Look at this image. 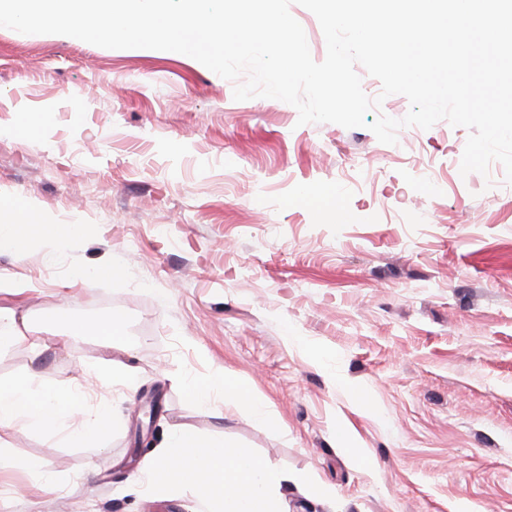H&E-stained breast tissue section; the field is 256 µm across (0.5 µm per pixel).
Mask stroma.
<instances>
[{"label": "stroma", "instance_id": "obj_1", "mask_svg": "<svg viewBox=\"0 0 512 512\" xmlns=\"http://www.w3.org/2000/svg\"><path fill=\"white\" fill-rule=\"evenodd\" d=\"M233 89L180 53L0 27V197L81 227L20 259L0 249V273L27 286L0 291V308L43 343L0 351V381L81 384L88 410L113 413L94 444L70 420L0 428L18 462L0 474V512H210L141 470L177 427L330 491L288 486L285 512H512L502 165L461 175L469 131L444 120L385 145ZM312 191L331 198L309 205ZM80 271L96 277L70 287ZM110 315L119 340L69 333ZM115 365L132 379L112 380ZM224 372L265 417L189 396ZM346 429L361 459L338 447ZM31 461L59 494L33 495Z\"/></svg>", "mask_w": 512, "mask_h": 512}]
</instances>
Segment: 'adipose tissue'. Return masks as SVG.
Wrapping results in <instances>:
<instances>
[{
	"instance_id": "obj_1",
	"label": "adipose tissue",
	"mask_w": 512,
	"mask_h": 512,
	"mask_svg": "<svg viewBox=\"0 0 512 512\" xmlns=\"http://www.w3.org/2000/svg\"><path fill=\"white\" fill-rule=\"evenodd\" d=\"M76 224H49L25 202L0 200V248L24 256L30 243L77 235ZM74 394H61L23 375L0 383V427L55 431L76 411ZM148 478L157 485H191L214 501L217 512H281V489L290 480L283 468L262 461L247 449L205 442L189 428L167 435L155 455L145 459Z\"/></svg>"
}]
</instances>
